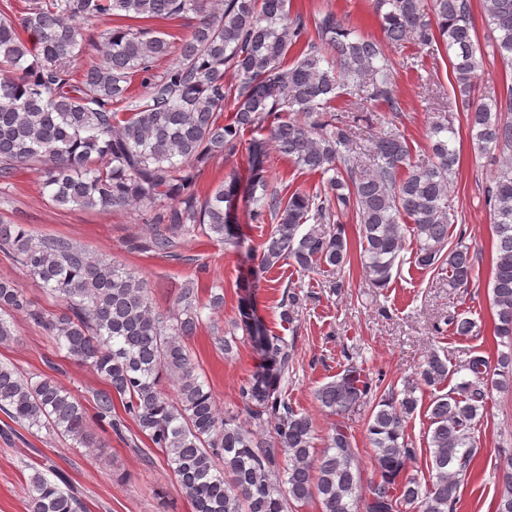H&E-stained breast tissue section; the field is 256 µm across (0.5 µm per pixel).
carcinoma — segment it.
<instances>
[{
	"label": "carcinoma",
	"instance_id": "obj_1",
	"mask_svg": "<svg viewBox=\"0 0 512 512\" xmlns=\"http://www.w3.org/2000/svg\"><path fill=\"white\" fill-rule=\"evenodd\" d=\"M392 44L435 42L449 57L452 87L467 112L475 153L496 151L501 164L484 188L497 237L491 266L493 335L509 351L498 356L495 382H512V85L481 90L484 61L471 0H372ZM492 32V55L512 68V0H482ZM190 14L195 23L177 47L152 36L142 23ZM114 22L99 35L86 24ZM317 38L304 40L307 20L290 0H31L19 11L0 0V180L20 166L45 175L57 206L147 212L149 237L136 248L173 253L176 237L201 233L220 242L239 239V184L224 180L205 198L196 190L202 164L232 157L241 132L268 128L276 151L300 169L325 177L316 194H280L265 177V142L252 139L249 195L252 217L273 221L260 254V270L289 263L304 272L342 269L351 260L344 225H325L338 214L359 224L361 264L376 287L391 280L404 249L402 222L412 225L414 264H448L449 284L465 288L474 262L460 247L446 249L455 221L448 194L459 171L452 125L430 126V157L413 161L397 128L379 131L370 154L372 173L360 175L349 153L353 124L325 119L342 95L383 101L393 112L391 62L381 44L347 27L333 12L314 19ZM99 38L101 59L77 73L73 63ZM293 62L284 64L288 53ZM175 55L163 71L157 59ZM231 72L237 85L225 82ZM144 93H129L134 80ZM234 116L224 121V101ZM314 224L307 225L308 221ZM0 251L62 302L47 314L24 289L0 277V343L12 339L5 316L23 313L40 324L67 355L100 376L96 418L121 431L117 406L163 456L190 501L192 512H288L293 502L318 497L322 512H401L421 501L424 512H456L462 482L480 454L473 430L486 412L487 361L468 362L475 380L442 393L448 364L439 356L420 369L432 388L427 412L430 483L404 476L415 455L406 419L418 408L416 387L383 394L367 433L376 477L361 496L362 472L348 424L336 422L326 447L310 456L314 428L308 415L282 394L293 361V342L255 318L239 302L240 328L262 361L241 388L253 428L221 412L200 381L184 341L202 321L195 288L176 297V308L156 311L147 282L114 262L91 256L64 239L37 238L24 224L0 222ZM168 376L174 391H163ZM372 379L347 359L336 378L316 392L320 405L343 417L368 399ZM0 411L28 430L42 429L94 446L86 411L57 379L25 377L0 364ZM494 512H512V451L494 465ZM30 512H86L61 473L36 470L29 478Z\"/></svg>",
	"mask_w": 512,
	"mask_h": 512
}]
</instances>
